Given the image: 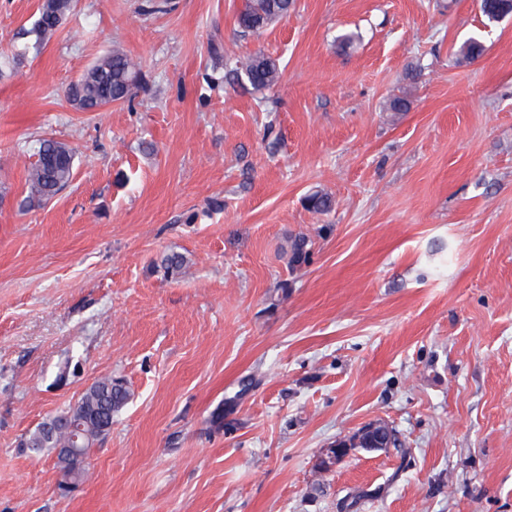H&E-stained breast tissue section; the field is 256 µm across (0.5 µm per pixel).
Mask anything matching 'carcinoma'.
<instances>
[{
	"mask_svg": "<svg viewBox=\"0 0 512 512\" xmlns=\"http://www.w3.org/2000/svg\"><path fill=\"white\" fill-rule=\"evenodd\" d=\"M75 7V0H42L33 32L41 40L52 36L64 23ZM294 0H246L244 9L237 17V24L244 33H258L273 21L282 18L293 9ZM482 14L490 22L503 19V0H480ZM238 81H246L256 89L276 85L281 77L277 62L262 52L243 61L235 62L232 69ZM140 76L138 64L120 50L106 53L93 62L67 89L70 102L82 112H95L103 107L129 102L134 99ZM36 160L27 169L30 188L27 207H42L51 202L72 181L76 155L64 142L54 138L40 141L34 153ZM307 208L318 214L335 209V199L325 193L315 192L306 198ZM287 266L294 269L306 265L311 259L309 240L297 236L283 249ZM185 257L177 252L167 253L160 259L159 268L173 278L184 268ZM130 393L126 385L117 379L104 378L95 381L73 407L58 412L43 421L22 441L25 448H47L54 451L64 481L77 480L82 474L83 460L69 453L72 445V427L80 428L79 444L90 453L93 445L112 426L114 416L126 405Z\"/></svg>",
	"mask_w": 512,
	"mask_h": 512,
	"instance_id": "carcinoma-1",
	"label": "carcinoma"
}]
</instances>
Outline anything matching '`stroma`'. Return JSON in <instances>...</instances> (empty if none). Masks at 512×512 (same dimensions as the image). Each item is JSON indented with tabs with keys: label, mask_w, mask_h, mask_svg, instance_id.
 <instances>
[{
	"label": "stroma",
	"mask_w": 512,
	"mask_h": 512,
	"mask_svg": "<svg viewBox=\"0 0 512 512\" xmlns=\"http://www.w3.org/2000/svg\"><path fill=\"white\" fill-rule=\"evenodd\" d=\"M39 3L0 0V512H512V15L295 0L244 34L245 0H76L40 43ZM214 42L279 83L230 82ZM115 49L135 99L77 110ZM44 138L75 174L26 209ZM103 377L130 398L62 493L21 441ZM379 422L399 447L318 473ZM231 72L237 81H246L256 89L270 88L281 77L277 62L262 52L255 53L244 61L236 60ZM283 255L286 257L287 266L292 269L307 265L311 259L309 240L304 236L290 239L289 245L283 249Z\"/></svg>",
	"instance_id": "stroma-1"
}]
</instances>
